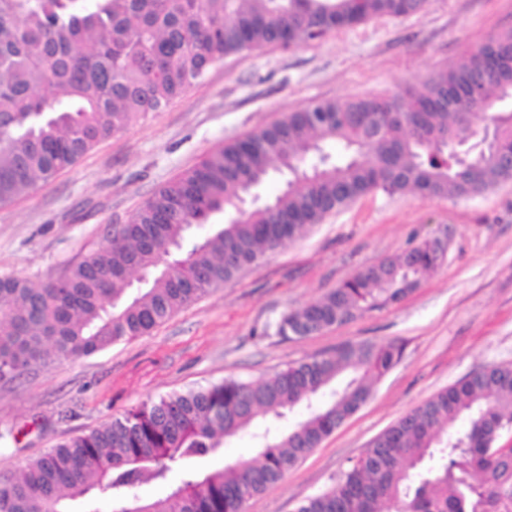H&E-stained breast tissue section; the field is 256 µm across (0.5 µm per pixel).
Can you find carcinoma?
<instances>
[{"instance_id": "cac0c4a2", "label": "carcinoma", "mask_w": 512, "mask_h": 512, "mask_svg": "<svg viewBox=\"0 0 512 512\" xmlns=\"http://www.w3.org/2000/svg\"><path fill=\"white\" fill-rule=\"evenodd\" d=\"M427 0H0V205L33 193L98 142L158 112L215 64L291 48ZM512 29L393 97L322 100L230 141L142 203L121 232L35 285L0 275V379L141 336L256 265L326 214L383 191L468 198L506 179L512 62L482 53ZM335 142L342 153L325 152ZM272 200L237 212L274 172ZM210 226L198 237L194 229ZM424 241L281 315L304 337L381 311L436 267ZM403 344L344 343L257 381L147 400L0 481V512H244L371 397ZM304 406L285 431L275 421ZM252 428L255 455L203 471ZM512 365L472 372L372 440L297 512H512ZM169 485L145 499L141 484Z\"/></svg>"}]
</instances>
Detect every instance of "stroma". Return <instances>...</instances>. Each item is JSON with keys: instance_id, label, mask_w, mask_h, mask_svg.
Returning a JSON list of instances; mask_svg holds the SVG:
<instances>
[{"instance_id": "1", "label": "stroma", "mask_w": 512, "mask_h": 512, "mask_svg": "<svg viewBox=\"0 0 512 512\" xmlns=\"http://www.w3.org/2000/svg\"><path fill=\"white\" fill-rule=\"evenodd\" d=\"M512 29V0H428L293 50H245L159 112L100 142L28 197L0 207V275L40 283L96 249L115 224L224 143L310 102L391 96ZM447 239L404 300L302 338L261 336L410 245ZM404 343L370 399L245 512H296L404 414L472 371L512 364V182L467 198L375 192L333 211L150 333L0 380V474L143 401L227 379L257 380L347 342Z\"/></svg>"}]
</instances>
